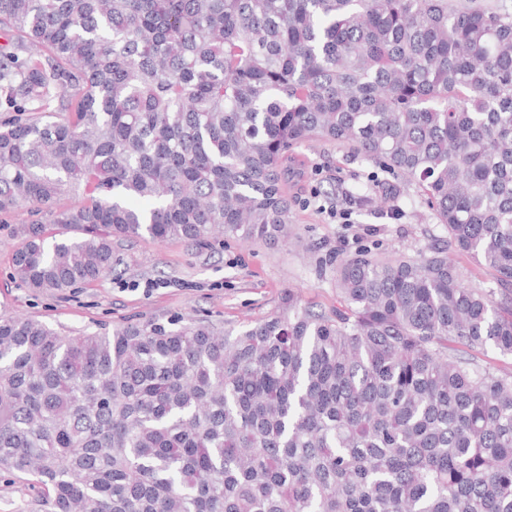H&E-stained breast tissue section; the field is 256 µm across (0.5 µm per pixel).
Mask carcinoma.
Segmentation results:
<instances>
[{"label":"carcinoma","mask_w":512,"mask_h":512,"mask_svg":"<svg viewBox=\"0 0 512 512\" xmlns=\"http://www.w3.org/2000/svg\"><path fill=\"white\" fill-rule=\"evenodd\" d=\"M0 34V211L30 210V288L106 277L116 238L288 241L283 160L313 138L416 186L448 229L417 258L341 260L334 309L290 292L239 329L1 313L0 469L39 512H512V371L472 355L512 356V310L449 255L512 287V11L0 0ZM454 258L463 283L471 288L491 290L496 302L504 309L512 306V288L502 285L496 273L478 265L466 254L455 253Z\"/></svg>","instance_id":"carcinoma-1"}]
</instances>
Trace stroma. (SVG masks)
<instances>
[{"mask_svg":"<svg viewBox=\"0 0 512 512\" xmlns=\"http://www.w3.org/2000/svg\"><path fill=\"white\" fill-rule=\"evenodd\" d=\"M295 236L288 243L228 238L209 245L143 236L116 241L110 276L52 295L12 277L27 209L0 212V312L63 331H109L126 322L194 317L224 328L267 318L288 295L316 309L336 305L329 262L370 250L386 259L414 256L448 232L415 186L363 161L348 147L313 140L283 164ZM467 286L492 291L512 307V288L470 256H455ZM36 492L25 478L0 471V512H33Z\"/></svg>","mask_w":512,"mask_h":512,"instance_id":"obj_1","label":"stroma"}]
</instances>
